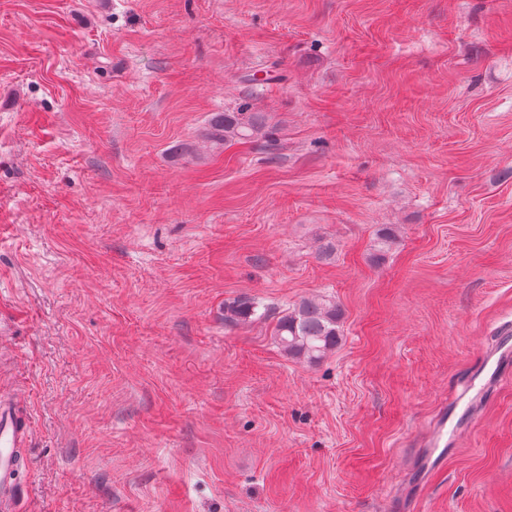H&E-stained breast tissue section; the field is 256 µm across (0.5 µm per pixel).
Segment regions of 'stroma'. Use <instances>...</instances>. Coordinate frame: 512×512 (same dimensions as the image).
<instances>
[{
  "label": "stroma",
  "instance_id": "obj_1",
  "mask_svg": "<svg viewBox=\"0 0 512 512\" xmlns=\"http://www.w3.org/2000/svg\"><path fill=\"white\" fill-rule=\"evenodd\" d=\"M511 321L512 0H0L15 512H512ZM248 112H217L211 119L209 136L216 142H246L260 130L261 122ZM260 305L251 300H240L232 304L224 305V323L225 325H236L243 321L263 320L267 316L264 310L258 313ZM341 311L326 299H304L277 319L275 338L290 357L317 363L341 339Z\"/></svg>",
  "mask_w": 512,
  "mask_h": 512
}]
</instances>
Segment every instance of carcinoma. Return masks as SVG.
Instances as JSON below:
<instances>
[{"instance_id":"cac0c4a2","label":"carcinoma","mask_w":512,"mask_h":512,"mask_svg":"<svg viewBox=\"0 0 512 512\" xmlns=\"http://www.w3.org/2000/svg\"><path fill=\"white\" fill-rule=\"evenodd\" d=\"M260 127L261 122L245 112H217L211 119L209 136L222 144L246 142ZM266 316L267 312L259 311L255 301L245 299L224 305L226 325L263 320ZM275 338L288 356L317 363L336 349L341 339V311L326 299H304L277 319Z\"/></svg>"}]
</instances>
